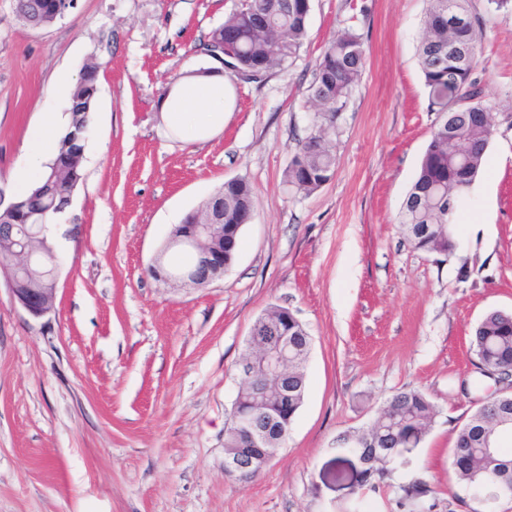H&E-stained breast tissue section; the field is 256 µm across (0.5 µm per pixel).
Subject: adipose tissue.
Instances as JSON below:
<instances>
[{"instance_id": "obj_1", "label": "adipose tissue", "mask_w": 512, "mask_h": 512, "mask_svg": "<svg viewBox=\"0 0 512 512\" xmlns=\"http://www.w3.org/2000/svg\"><path fill=\"white\" fill-rule=\"evenodd\" d=\"M231 87L220 67L206 71L189 68L173 82L157 104L164 128L186 142H203L222 130L231 103ZM68 122L47 113L42 136L30 152V166L20 177L22 190L33 187L47 154L54 149Z\"/></svg>"}]
</instances>
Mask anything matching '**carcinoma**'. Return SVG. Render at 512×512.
<instances>
[{"label": "carcinoma", "instance_id": "carcinoma-1", "mask_svg": "<svg viewBox=\"0 0 512 512\" xmlns=\"http://www.w3.org/2000/svg\"><path fill=\"white\" fill-rule=\"evenodd\" d=\"M36 0H15V8L28 14L33 27L46 26L53 18L40 12ZM284 13L269 10V0H259L258 10L264 18L246 14L237 7L224 24L211 31L204 50L224 44V56L244 74L266 73L291 65L308 35L309 14L298 6ZM467 0H428L423 20V36L418 57L424 82L429 89L430 111L442 115L448 103L455 102V111L465 116L453 135L448 124L438 119L431 140L422 158L418 175L411 186L400 213L399 226L414 249L438 253L456 249L455 215L459 199L479 174L485 151L493 134V125L471 117L485 112L480 101L474 72L480 54L482 28L467 12ZM466 49V59L457 63L448 54V42ZM365 53L362 36L353 27L336 34L324 47L311 86V100L316 107L310 132L302 138L285 174V183L296 194L308 195L330 180L335 156L331 135L336 130L339 112L361 77ZM97 67H83L78 82L70 93L69 129L59 141L53 158L46 164L38 187L53 179L51 189L68 193L82 179L81 162L73 159L71 149H83L86 141H73V134L84 120V113L93 112ZM234 198L254 203L250 184L244 179L227 180L224 186L198 208L208 209L217 197ZM431 228L429 234L419 231ZM471 346L478 359L476 368L485 377L512 386V312L494 310L485 314L474 329ZM308 354L289 367L297 391L296 403L288 407L285 420H294L303 404L306 391L304 371ZM437 414L435 404L416 390L393 393L378 419L363 432L361 438L374 439L391 452L383 462H375L362 471V483L376 489L389 474V466L398 458L401 448H416L424 440ZM512 432V392L496 394L484 401L458 429L450 453V464L456 479L470 496L492 507L503 495H512V450L505 445V436ZM496 440L500 448L495 456L486 458L482 448Z\"/></svg>", "mask_w": 512, "mask_h": 512}]
</instances>
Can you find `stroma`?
<instances>
[{
  "label": "stroma",
  "mask_w": 512,
  "mask_h": 512,
  "mask_svg": "<svg viewBox=\"0 0 512 512\" xmlns=\"http://www.w3.org/2000/svg\"><path fill=\"white\" fill-rule=\"evenodd\" d=\"M238 0H76L45 28L0 0V190L17 191L47 112L96 60L83 180L58 219L54 307L13 301L0 260V512H484L449 450L476 404L473 329L512 311V12L489 13L475 71L493 135L462 199L448 256L414 249L398 224L437 121L417 46L428 0H311L293 64L235 71L232 112L202 143L168 134L158 100ZM361 33L365 66L333 138L332 178L294 194L284 173L311 127L309 88L337 30ZM252 187V220L223 278L170 286L146 272L184 214L224 181ZM288 309L309 333L307 388L276 459L255 479L224 474L237 363L258 316ZM438 414L379 489L340 438L366 430L396 391Z\"/></svg>",
  "instance_id": "1"
}]
</instances>
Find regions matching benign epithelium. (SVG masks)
Returning a JSON list of instances; mask_svg holds the SVG:
<instances>
[{
  "instance_id": "7a95c632",
  "label": "benign epithelium",
  "mask_w": 512,
  "mask_h": 512,
  "mask_svg": "<svg viewBox=\"0 0 512 512\" xmlns=\"http://www.w3.org/2000/svg\"><path fill=\"white\" fill-rule=\"evenodd\" d=\"M74 0H41L39 8L53 18H60L72 7ZM72 202V198L56 199L49 195L38 198L21 217H13L15 205L5 201L0 194V254L14 258V265L7 272L9 290L15 302L30 315L40 318L53 309L57 292L59 260L57 255L43 256L33 243L44 237L47 214H60ZM241 225L224 226V206L217 201L207 211L206 217L190 213L182 224V233L169 240L171 249L187 250L193 256L192 263L180 271L167 268L160 258L148 266L147 273L165 283L182 285H207L228 270L224 255L233 254L238 248ZM261 345L260 361L243 357L236 368V378L247 388L253 405L246 411L238 409L233 402L229 425L238 438V446L224 455L225 476L238 481H248L262 471L279 455L275 447L278 439L290 431L278 415L267 408L269 393H274L276 403L282 410L296 400L297 388L288 379L285 366L288 360L301 355L306 346H300L288 330L278 322L266 324L263 332L252 329L248 342Z\"/></svg>"
}]
</instances>
